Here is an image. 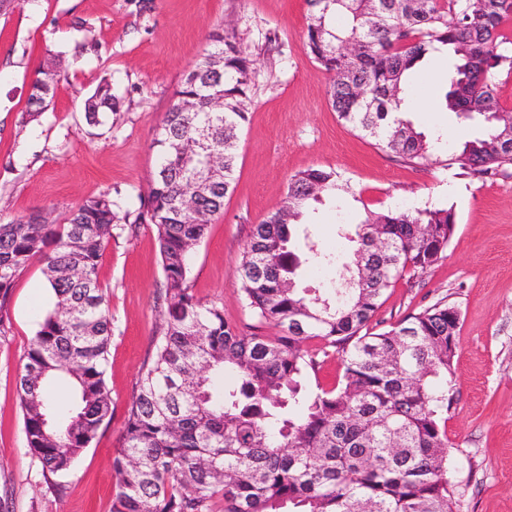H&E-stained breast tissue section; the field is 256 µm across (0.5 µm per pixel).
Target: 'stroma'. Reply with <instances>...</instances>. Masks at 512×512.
Masks as SVG:
<instances>
[{
  "mask_svg": "<svg viewBox=\"0 0 512 512\" xmlns=\"http://www.w3.org/2000/svg\"><path fill=\"white\" fill-rule=\"evenodd\" d=\"M308 14L305 0H21L0 13V221L43 211L61 222L104 191L136 210L177 83L208 53V32L230 24L255 60L256 76L239 133L235 187L194 252L192 294L222 306L238 330L254 325L236 268L254 226L282 206L300 171L332 168L348 184L347 193L316 204L293 228L296 241L311 239L344 258L347 235L364 212L453 207L456 228L442 259L423 277L403 276L374 321L386 328L442 299L459 308L448 413L456 512H512V166L492 177L462 176L441 165L413 168L379 149L332 110L330 76L303 48ZM49 61L62 79L32 120L31 83ZM451 69L444 53L414 69L418 94L408 117L419 130L459 144L482 124L443 108ZM103 80L119 107L92 126L84 102ZM99 280L112 314V420L60 496L26 447L16 387L37 330L34 314L51 307L53 294L41 263L15 280L10 329L0 337V499L9 512H109L117 489L114 449L161 319L165 281L154 227L114 231Z\"/></svg>",
  "mask_w": 512,
  "mask_h": 512,
  "instance_id": "stroma-1",
  "label": "stroma"
}]
</instances>
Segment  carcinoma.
Segmentation results:
<instances>
[{
  "label": "carcinoma",
  "instance_id": "cac0c4a2",
  "mask_svg": "<svg viewBox=\"0 0 512 512\" xmlns=\"http://www.w3.org/2000/svg\"><path fill=\"white\" fill-rule=\"evenodd\" d=\"M303 45L331 76L328 100L338 117L405 163L425 167L446 156L463 175L495 174L512 164L500 125L481 107L503 108L497 76L512 71V38L501 32L512 0H306ZM212 50L177 84L154 139L155 169L140 207L118 216L105 191L73 209L62 224L46 213L0 223V335L6 334L15 278L32 260L55 302L41 316L17 391L28 451L54 491L65 489L83 452L112 421L105 372L112 315L98 279L100 260L119 220L156 229L165 288L154 354L143 363L114 450L118 490L110 512H455L448 481V410L461 314L439 301L389 329L371 326L387 292L407 272L418 276L443 257L455 230L454 209L368 211L357 224L353 267L334 296L296 287L299 256L290 226L313 203L341 190L339 175L310 168L295 174L284 205L256 225L236 269L244 306L274 336L248 335L204 305L188 285L193 249L235 181L238 132L254 87L253 60L234 32L209 33ZM455 62L445 94L458 117H483L484 134L450 150L400 116L407 78L433 53ZM60 74L45 65L31 86L28 116L49 105ZM224 95V111L207 100ZM186 100L197 106L183 112ZM117 107L104 81L85 103L101 123ZM224 155L220 176L183 198L184 182L209 169L185 147L200 135ZM378 233L388 252L370 249ZM322 345L310 349L306 343ZM343 374L314 392L305 380L330 354ZM236 384L218 386L224 370ZM68 387L63 400L47 388Z\"/></svg>",
  "mask_w": 512,
  "mask_h": 512
}]
</instances>
